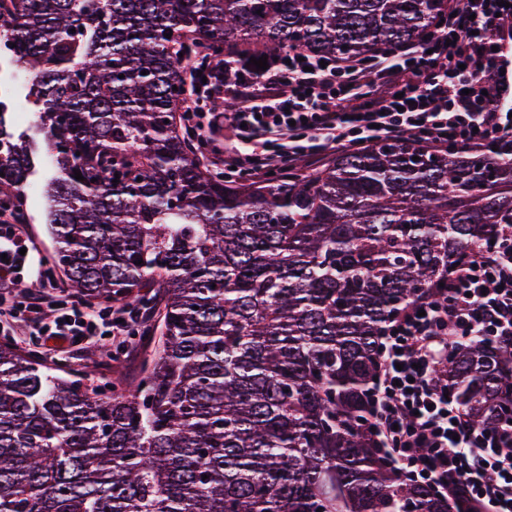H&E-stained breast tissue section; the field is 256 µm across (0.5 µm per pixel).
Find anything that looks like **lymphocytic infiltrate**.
I'll list each match as a JSON object with an SVG mask.
<instances>
[{"instance_id":"1","label":"lymphocytic infiltrate","mask_w":512,"mask_h":512,"mask_svg":"<svg viewBox=\"0 0 512 512\" xmlns=\"http://www.w3.org/2000/svg\"><path fill=\"white\" fill-rule=\"evenodd\" d=\"M512 7L498 0H465L456 16L432 25L422 40L387 47L345 62L289 48L266 70L240 75L244 57L228 51L224 68L201 79L199 52L183 55L192 90L185 133L225 177L254 182L316 170L336 150L357 151L384 140L415 136L437 150L483 148L512 141V73L505 41ZM234 100L221 110L219 96ZM235 141L214 136L220 124ZM26 224L0 205V319L47 337L45 350L79 356L92 337L117 339L123 353L150 329L148 308L114 306L83 311L26 286L46 277ZM482 257L462 261L436 292L408 303L385 326L368 415L376 446L396 473L448 498L457 512H512V419L483 428L448 394V351L479 336L512 344V227Z\"/></svg>"}]
</instances>
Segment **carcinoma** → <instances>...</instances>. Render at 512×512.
Segmentation results:
<instances>
[{
	"label": "carcinoma",
	"instance_id": "cac0c4a2",
	"mask_svg": "<svg viewBox=\"0 0 512 512\" xmlns=\"http://www.w3.org/2000/svg\"><path fill=\"white\" fill-rule=\"evenodd\" d=\"M447 8L0 0L55 170L47 224L73 294L163 292L157 346L110 396L0 344V512H448L377 456L369 383L386 323L512 225V143L383 141L232 185L177 121L185 39L218 66L232 44L352 59L419 40ZM32 168L0 111V195L19 214ZM448 387L473 424L497 423L512 347L451 348Z\"/></svg>",
	"mask_w": 512,
	"mask_h": 512
}]
</instances>
